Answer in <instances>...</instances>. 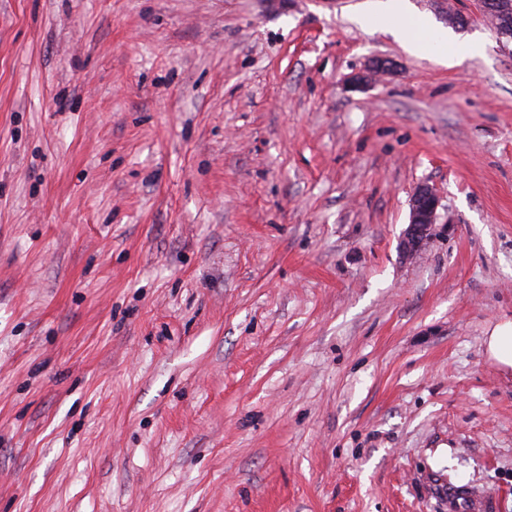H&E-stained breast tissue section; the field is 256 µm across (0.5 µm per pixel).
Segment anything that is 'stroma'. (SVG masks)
Returning a JSON list of instances; mask_svg holds the SVG:
<instances>
[{
    "label": "stroma",
    "mask_w": 512,
    "mask_h": 512,
    "mask_svg": "<svg viewBox=\"0 0 512 512\" xmlns=\"http://www.w3.org/2000/svg\"><path fill=\"white\" fill-rule=\"evenodd\" d=\"M411 2L484 54L364 0H0V512H512V52ZM370 1L377 3L376 9L358 16L357 22L369 29H387L415 53L433 56L451 67L482 52L477 41L460 42L448 30H437L430 19L412 11L409 0ZM439 196L429 185H420L410 199L409 225L404 231L402 246L408 255L418 251L428 239L437 222ZM485 342L488 356L498 365L512 369V321L494 327Z\"/></svg>",
    "instance_id": "35a3bbf8"
}]
</instances>
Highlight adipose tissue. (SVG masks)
Wrapping results in <instances>:
<instances>
[{
  "label": "adipose tissue",
  "mask_w": 512,
  "mask_h": 512,
  "mask_svg": "<svg viewBox=\"0 0 512 512\" xmlns=\"http://www.w3.org/2000/svg\"><path fill=\"white\" fill-rule=\"evenodd\" d=\"M376 3V9L358 16V23L369 29H387L416 53L455 66L482 52L477 41L461 42L453 33L436 29L430 19L413 12L408 0H376Z\"/></svg>",
  "instance_id": "ef3b65f1"
}]
</instances>
